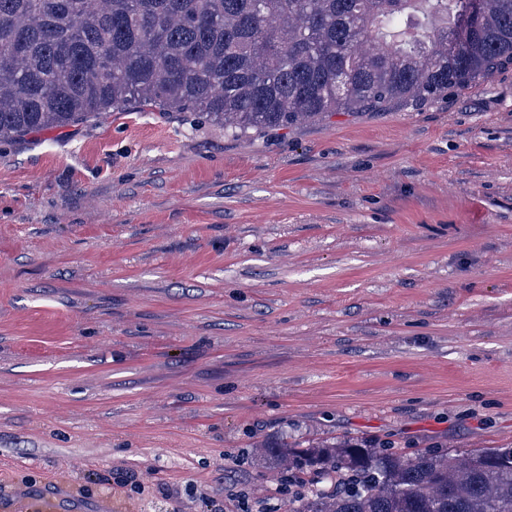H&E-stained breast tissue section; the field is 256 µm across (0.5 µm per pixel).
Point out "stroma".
<instances>
[{
    "label": "stroma",
    "instance_id": "obj_1",
    "mask_svg": "<svg viewBox=\"0 0 512 512\" xmlns=\"http://www.w3.org/2000/svg\"><path fill=\"white\" fill-rule=\"evenodd\" d=\"M512 448V64L231 133L134 102L0 140V490L288 512L256 444Z\"/></svg>",
    "mask_w": 512,
    "mask_h": 512
}]
</instances>
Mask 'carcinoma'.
I'll list each match as a JSON object with an SVG mask.
<instances>
[{
  "label": "carcinoma",
  "instance_id": "obj_1",
  "mask_svg": "<svg viewBox=\"0 0 512 512\" xmlns=\"http://www.w3.org/2000/svg\"><path fill=\"white\" fill-rule=\"evenodd\" d=\"M0 0V139L139 100L229 131L384 111L512 62V0ZM257 457L294 472L289 512H512L501 448L412 456L350 442Z\"/></svg>",
  "mask_w": 512,
  "mask_h": 512
}]
</instances>
